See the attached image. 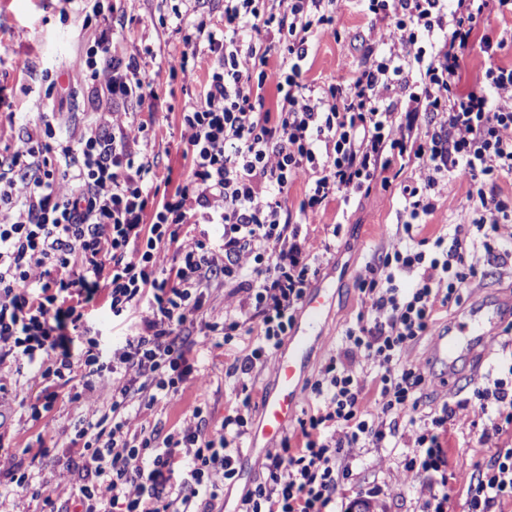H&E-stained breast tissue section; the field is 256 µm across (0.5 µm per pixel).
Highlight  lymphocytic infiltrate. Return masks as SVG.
<instances>
[{"label":"lymphocytic infiltrate","instance_id":"obj_1","mask_svg":"<svg viewBox=\"0 0 512 512\" xmlns=\"http://www.w3.org/2000/svg\"><path fill=\"white\" fill-rule=\"evenodd\" d=\"M367 2L368 57L326 87L305 82L302 63L335 22L333 0H224L223 28L192 24L165 60L172 75L204 78L181 114L189 168L154 203L146 128L132 112L158 98L149 63L112 54L125 17L95 0L103 28L85 60L101 108L94 127L56 147L30 132L0 156V427L7 380L24 368L43 386L36 401L18 402L31 425L74 378L84 391L112 378L109 405L74 420L78 479L53 490L75 512H215L250 433V397L214 429L198 405L163 437L137 431L135 420L192 375L191 337L229 339L257 320L256 344L226 373L242 384L271 366L334 248L302 238L303 215L369 192L397 159L416 163L418 176L399 185L404 220L394 241L358 276L365 308L312 382L298 432L266 452L238 512H334L348 459L368 447L409 449L405 479L431 476L422 512H448L443 437L472 414L494 453L464 476L467 512H502L512 501V445L499 442L512 430V364L421 418L426 370L412 356L483 266L512 275V194L499 187L512 177V65L496 61L512 28L482 31L488 15L512 16V0H455L451 9L445 0ZM476 47L489 64L471 81L465 60ZM453 178L470 185L461 220L422 249L416 226ZM300 179L309 190L294 211L288 191ZM184 224H220L224 234L217 243L184 239ZM228 282L237 293L222 319L211 318L206 293ZM98 297L113 315L140 316L121 346L104 349L87 324Z\"/></svg>","mask_w":512,"mask_h":512}]
</instances>
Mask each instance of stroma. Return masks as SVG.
<instances>
[{
    "label": "stroma",
    "instance_id": "stroma-1",
    "mask_svg": "<svg viewBox=\"0 0 512 512\" xmlns=\"http://www.w3.org/2000/svg\"><path fill=\"white\" fill-rule=\"evenodd\" d=\"M119 7L126 19L123 39L115 44L117 53H140L152 59L151 77L158 94L153 111L140 112L146 122L149 150L153 166V186L159 193L171 190L184 171L180 146L179 114L185 104L198 94L196 85L179 77H171L164 60L181 48V36L176 31L175 13L185 21H204L217 29L224 24L222 0H121ZM333 32L313 42L308 51L306 81L320 86L345 79L350 69L364 60V40L368 35L370 17L360 0H335ZM99 20L91 9L74 0L68 12H61L58 0H0V154L6 155L17 147L26 130L41 126L43 114H51L57 135L84 130L93 121L91 92L84 73L85 52L99 35ZM469 185L452 179L446 193L436 203L434 211L425 217L420 235L426 239L446 234L457 223L461 209L467 203ZM403 199L395 187L375 184L368 195L350 202L345 222L336 240L334 257L321 271L318 283L332 285L336 302L325 318L324 332L328 343L316 346L311 354L309 369L301 388L300 410L310 403V385L320 367L336 353L347 327L355 325L361 309L357 278L373 254L383 249L403 210ZM512 295V279L499 276L495 268H487L477 288L465 291L459 305L453 306L437 321V328L454 325L486 296ZM92 327L108 344L122 345L134 329L132 317L113 316L108 305L96 303L89 314ZM247 338L233 339L228 354L212 349L210 343L197 344L195 359L198 373L208 379L206 387L187 380L178 395L165 405L143 412L139 422L144 428L160 434L175 431L192 403H201L210 424H220L227 411L238 399L239 386L227 377L225 369L232 356L241 355ZM431 339L423 337L413 347L412 355L428 366V382L422 391L418 409L425 415L442 401H455L471 396L480 381L479 376L458 388L447 387L439 367L429 356ZM77 409L60 405L46 420V431L57 441L38 459L24 454L23 446L31 432L16 425L14 454L31 466L32 483L21 505L5 501L6 512L20 507L22 512H50L46 501L52 488L65 474L78 475V459L71 454L63 429L71 426ZM482 422L465 420L454 426L449 435L448 494L451 512H465L467 488L462 480L465 473L485 465L491 455L480 442ZM405 455L402 451L385 448H359L350 464L351 473L343 483L337 512H350L359 500L375 504L376 512H419L420 486L427 476L406 482L402 479Z\"/></svg>",
    "mask_w": 512,
    "mask_h": 512
}]
</instances>
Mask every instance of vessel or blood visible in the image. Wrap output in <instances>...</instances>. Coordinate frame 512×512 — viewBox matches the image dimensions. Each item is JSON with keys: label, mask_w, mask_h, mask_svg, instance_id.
I'll return each instance as SVG.
<instances>
[{"label": "vessel or blood", "mask_w": 512, "mask_h": 512, "mask_svg": "<svg viewBox=\"0 0 512 512\" xmlns=\"http://www.w3.org/2000/svg\"><path fill=\"white\" fill-rule=\"evenodd\" d=\"M335 296V289L322 285L311 289L304 299L288 349L275 355V384L261 401V419L250 434L249 451L241 456V466H248L252 453L279 442L295 418L300 384L310 363L316 331L321 328L325 313L333 307ZM509 320H512V298L483 301L470 311L466 335L444 331L435 336L431 350L433 363L452 370L459 361L472 360L479 347L489 344L493 331Z\"/></svg>", "instance_id": "b4317fda"}]
</instances>
